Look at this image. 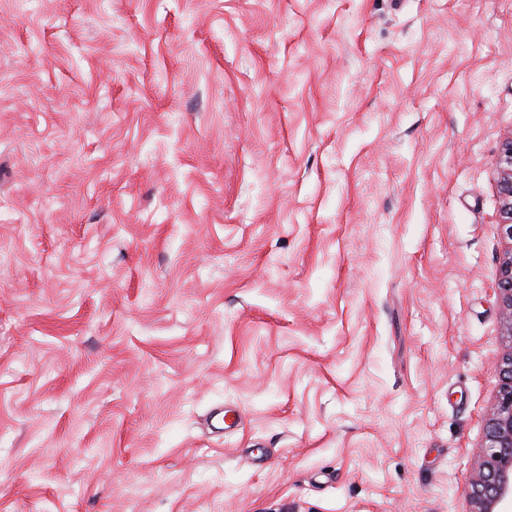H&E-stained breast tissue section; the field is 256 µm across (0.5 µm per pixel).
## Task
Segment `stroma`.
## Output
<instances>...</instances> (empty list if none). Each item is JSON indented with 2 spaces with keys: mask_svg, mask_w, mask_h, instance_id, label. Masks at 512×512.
<instances>
[{
  "mask_svg": "<svg viewBox=\"0 0 512 512\" xmlns=\"http://www.w3.org/2000/svg\"><path fill=\"white\" fill-rule=\"evenodd\" d=\"M510 134L512 0H0V512H469Z\"/></svg>",
  "mask_w": 512,
  "mask_h": 512,
  "instance_id": "1",
  "label": "stroma"
}]
</instances>
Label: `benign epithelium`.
I'll return each instance as SVG.
<instances>
[{
  "label": "benign epithelium",
  "instance_id": "benign-epithelium-1",
  "mask_svg": "<svg viewBox=\"0 0 512 512\" xmlns=\"http://www.w3.org/2000/svg\"><path fill=\"white\" fill-rule=\"evenodd\" d=\"M497 187L500 229L512 241V133L502 142ZM498 292L504 331L512 336V251L500 266ZM500 387L487 410L485 444L470 484L471 512H506L512 505V351L498 365Z\"/></svg>",
  "mask_w": 512,
  "mask_h": 512
}]
</instances>
